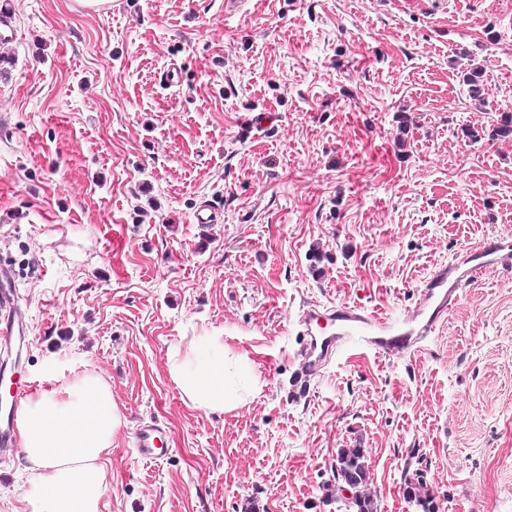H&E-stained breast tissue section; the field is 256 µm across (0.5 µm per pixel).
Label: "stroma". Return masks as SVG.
Instances as JSON below:
<instances>
[{
  "label": "stroma",
  "instance_id": "1",
  "mask_svg": "<svg viewBox=\"0 0 512 512\" xmlns=\"http://www.w3.org/2000/svg\"><path fill=\"white\" fill-rule=\"evenodd\" d=\"M9 2L0 257L33 340L0 365L37 390L108 381L124 422L104 512H348L345 448L378 512H422L418 477L437 512H512V271L479 274L421 353L296 380L303 306L404 314L449 258L512 234V135L493 134L512 0H250L245 20L224 0ZM207 199L221 223H196ZM213 329L261 382L224 413L167 372ZM28 476L0 463V512H26ZM161 432L158 428L151 425L142 426L137 430L134 436V448L138 457L142 460L157 459L159 448L157 443L160 441ZM362 449L345 448L337 457L336 476L352 490L351 504L358 512H376L374 502L358 494L359 486L367 482L369 478L368 468L365 465Z\"/></svg>",
  "mask_w": 512,
  "mask_h": 512
}]
</instances>
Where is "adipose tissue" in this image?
<instances>
[{"mask_svg":"<svg viewBox=\"0 0 512 512\" xmlns=\"http://www.w3.org/2000/svg\"><path fill=\"white\" fill-rule=\"evenodd\" d=\"M168 374L185 403L208 411L244 405L259 381L242 354H230L219 332L173 345ZM121 426L112 388L82 374L31 395L17 422L33 477L21 489L27 512H102L105 459Z\"/></svg>","mask_w":512,"mask_h":512,"instance_id":"ef3b65f1","label":"adipose tissue"}]
</instances>
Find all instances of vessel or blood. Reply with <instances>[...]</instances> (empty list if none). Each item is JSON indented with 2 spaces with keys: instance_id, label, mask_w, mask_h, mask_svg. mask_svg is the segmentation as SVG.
Here are the masks:
<instances>
[{
  "instance_id": "1",
  "label": "vessel or blood",
  "mask_w": 512,
  "mask_h": 512,
  "mask_svg": "<svg viewBox=\"0 0 512 512\" xmlns=\"http://www.w3.org/2000/svg\"><path fill=\"white\" fill-rule=\"evenodd\" d=\"M490 265L512 269L511 236L485 237L467 249L463 263L437 268L424 281L418 300L407 314L381 316L368 308L346 304L324 311L314 305L303 308L300 316L303 339L296 352L301 374L318 375L331 360L349 350L402 355L421 352L422 342L435 333L456 307L465 288ZM15 295L12 277L0 268V343L7 346L25 340L29 330L25 314L15 303ZM24 396V391H17L8 411L0 418L1 457L19 451L12 432ZM160 435V430L151 425L137 430L134 447L140 459L157 458Z\"/></svg>"
}]
</instances>
